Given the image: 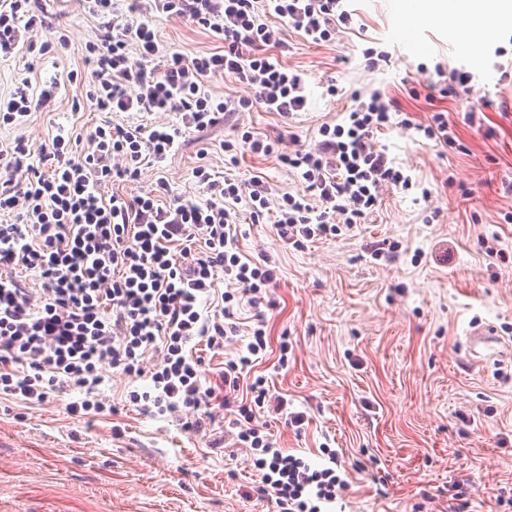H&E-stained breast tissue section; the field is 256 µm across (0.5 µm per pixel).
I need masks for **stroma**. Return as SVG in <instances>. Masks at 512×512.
I'll use <instances>...</instances> for the list:
<instances>
[{
	"mask_svg": "<svg viewBox=\"0 0 512 512\" xmlns=\"http://www.w3.org/2000/svg\"><path fill=\"white\" fill-rule=\"evenodd\" d=\"M425 10H418V3ZM52 24L42 40L68 44L52 65L27 72L25 59L0 64V95L22 77L88 72L85 45L97 23L77 0H43ZM350 30L321 46L290 33L284 58L307 79L306 111L285 119L260 109L191 133L162 166L142 164L138 177L114 184L134 197L166 179L175 195L203 196L192 175L206 164L223 175L233 126L309 149L322 123L340 120L351 89H378L399 103L400 125L380 134L391 158L416 186L387 190L366 223L299 250L272 222H241L239 245L264 257L275 273L266 318L272 343L288 341V364L270 351L259 369L302 430L276 416L264 423L278 447L319 462L321 446L338 453L348 486L343 512H512V0H351ZM163 47L188 57L223 43L186 21L157 18ZM390 52L385 71L363 64L367 48ZM473 76V98L485 101L481 127L460 103L414 100L403 83L424 81L436 66ZM340 93H325L329 79ZM444 110L461 146L427 140L414 126ZM135 112H99L86 86L62 87L52 111L34 112L0 129V146L47 143L67 122L79 148L102 122L136 125ZM242 178L263 176L273 194L300 192L275 156L240 153ZM395 257H374L377 247ZM451 248L449 262L438 259ZM492 326L494 355L469 354L466 331ZM106 394L117 412L94 424L68 416L56 400L24 417L0 409V512H272L252 494L248 449L224 430L225 410L212 406L199 431L141 414L128 383L107 370Z\"/></svg>",
	"mask_w": 512,
	"mask_h": 512,
	"instance_id": "35a3bbf8",
	"label": "stroma"
}]
</instances>
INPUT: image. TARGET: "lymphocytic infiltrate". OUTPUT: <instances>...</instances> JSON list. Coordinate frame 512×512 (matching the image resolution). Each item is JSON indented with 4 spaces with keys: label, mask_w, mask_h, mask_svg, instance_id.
I'll return each instance as SVG.
<instances>
[{
    "label": "lymphocytic infiltrate",
    "mask_w": 512,
    "mask_h": 512,
    "mask_svg": "<svg viewBox=\"0 0 512 512\" xmlns=\"http://www.w3.org/2000/svg\"><path fill=\"white\" fill-rule=\"evenodd\" d=\"M99 33L85 50L91 66L87 99L101 112H176L177 124L98 125L76 151L57 125L51 140H24L0 149V399L32 407L67 398L66 411L93 418L107 409L105 368L133 383L129 400L145 413L199 427L198 413L221 402L230 410L236 442L250 451L256 494L277 512H322L347 485L327 450L315 466L275 446L257 420L283 417L301 426L265 376H252L271 339L259 307L275 274L241 254L239 208L252 223L273 221L294 247L352 230L376 212L387 189L410 190L412 178L377 141L393 125L398 104L378 91H353L341 122L318 129L310 150L275 153L271 138L239 130L237 143L254 154H276L304 185V193L271 198L261 176L215 179L206 165L193 176L205 197L169 199L165 181L155 192L126 198L107 194L115 179L136 178L142 163L178 153L188 134L217 125L232 112L260 107L286 117L308 105L302 74L279 54L282 29L308 43L335 41L348 29L347 0H82ZM163 15L211 31L223 51L186 58L161 49L153 27ZM39 0H0V61L15 52L45 59L49 43ZM225 74L246 88L228 100L206 91L208 76ZM39 89L22 79L0 97V127L49 109L62 82ZM36 287H27V279ZM255 310L244 351L225 361L215 378L201 372L198 344L223 350L237 336L233 308Z\"/></svg>",
    "instance_id": "lymphocytic-infiltrate-1"
}]
</instances>
